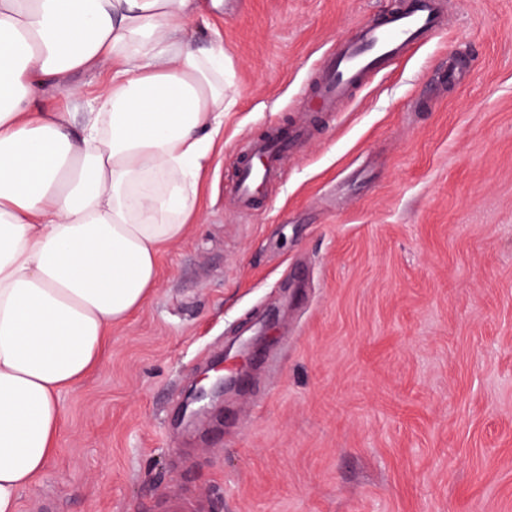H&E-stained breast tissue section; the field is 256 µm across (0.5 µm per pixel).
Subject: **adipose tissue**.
Masks as SVG:
<instances>
[{
	"label": "adipose tissue",
	"instance_id": "1",
	"mask_svg": "<svg viewBox=\"0 0 512 512\" xmlns=\"http://www.w3.org/2000/svg\"><path fill=\"white\" fill-rule=\"evenodd\" d=\"M205 0H0V512L57 450L61 391L150 295L196 212L224 125V47ZM111 61L73 114L46 86Z\"/></svg>",
	"mask_w": 512,
	"mask_h": 512
}]
</instances>
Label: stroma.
Here are the masks:
<instances>
[{"mask_svg": "<svg viewBox=\"0 0 512 512\" xmlns=\"http://www.w3.org/2000/svg\"><path fill=\"white\" fill-rule=\"evenodd\" d=\"M401 0H231L224 127L155 288L60 395L58 449L19 512H512V0H444L446 29L318 111L323 53ZM466 68L438 88L446 62ZM310 140L262 206L232 159ZM247 364L194 427L186 390ZM308 139V127L302 124L273 126L261 138L251 139L247 155L240 156L235 165L232 190L238 210L249 213L256 209L260 189L280 180L282 161L288 151L303 145ZM263 160L256 165L254 160ZM156 512H205L204 501L190 491L164 493L158 500Z\"/></svg>", "mask_w": 512, "mask_h": 512, "instance_id": "stroma-1", "label": "stroma"}]
</instances>
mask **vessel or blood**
<instances>
[{
    "instance_id": "b4317fda",
    "label": "vessel or blood",
    "mask_w": 512,
    "mask_h": 512,
    "mask_svg": "<svg viewBox=\"0 0 512 512\" xmlns=\"http://www.w3.org/2000/svg\"><path fill=\"white\" fill-rule=\"evenodd\" d=\"M440 0H405L394 11L366 22L351 41L337 44L322 57L314 87L320 111L331 112L339 101L387 70L414 46L428 41L443 28ZM308 139L303 124L274 126L263 137L250 140L248 155L238 158L232 190L240 212L255 210L261 188L280 180L282 161L292 148ZM159 512H205L203 500L189 491L162 494Z\"/></svg>"
}]
</instances>
